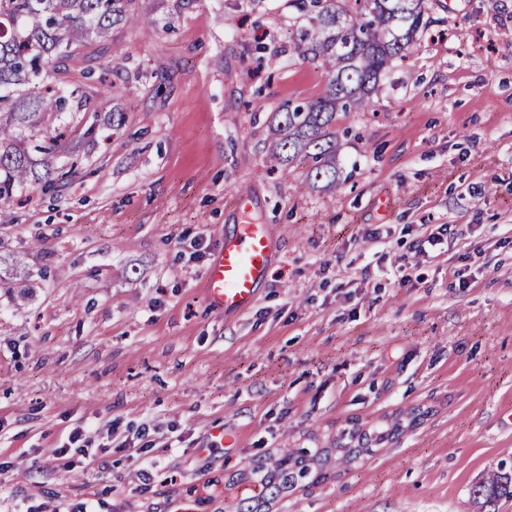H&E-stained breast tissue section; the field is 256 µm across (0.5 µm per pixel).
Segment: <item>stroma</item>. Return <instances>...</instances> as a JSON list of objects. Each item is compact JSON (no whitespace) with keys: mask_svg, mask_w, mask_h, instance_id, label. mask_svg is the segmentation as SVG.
Segmentation results:
<instances>
[{"mask_svg":"<svg viewBox=\"0 0 512 512\" xmlns=\"http://www.w3.org/2000/svg\"><path fill=\"white\" fill-rule=\"evenodd\" d=\"M425 6L370 107L338 113L331 190L265 156L272 112L329 79L289 0H135L70 61L124 122L0 211V275L35 276L0 290V512H237L288 448L323 478L261 512H473L512 465V0ZM247 217L272 263L225 315L206 270Z\"/></svg>","mask_w":512,"mask_h":512,"instance_id":"35a3bbf8","label":"stroma"}]
</instances>
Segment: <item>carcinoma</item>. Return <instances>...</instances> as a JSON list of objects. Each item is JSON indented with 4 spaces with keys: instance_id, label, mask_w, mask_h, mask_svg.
<instances>
[{
    "instance_id": "1",
    "label": "carcinoma",
    "mask_w": 512,
    "mask_h": 512,
    "mask_svg": "<svg viewBox=\"0 0 512 512\" xmlns=\"http://www.w3.org/2000/svg\"><path fill=\"white\" fill-rule=\"evenodd\" d=\"M134 0H0V209L18 190L47 191L58 176L51 158L64 133L52 117L85 110L87 97L59 82L79 48L105 43L112 28L138 21ZM292 0L309 16L296 49L327 68L325 94L303 104L283 103L266 145L269 162L310 163L314 188L336 185V115L365 109L383 73L423 26V0ZM480 512L512 498V472L471 488Z\"/></svg>"
}]
</instances>
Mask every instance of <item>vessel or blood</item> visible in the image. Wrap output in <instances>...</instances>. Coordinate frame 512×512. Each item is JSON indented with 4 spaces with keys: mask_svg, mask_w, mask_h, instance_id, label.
<instances>
[{
    "mask_svg": "<svg viewBox=\"0 0 512 512\" xmlns=\"http://www.w3.org/2000/svg\"><path fill=\"white\" fill-rule=\"evenodd\" d=\"M273 242V232L266 224H244L225 237L207 269V306L224 313L248 309L259 283L268 275Z\"/></svg>",
    "mask_w": 512,
    "mask_h": 512,
    "instance_id": "obj_1",
    "label": "vessel or blood"
}]
</instances>
